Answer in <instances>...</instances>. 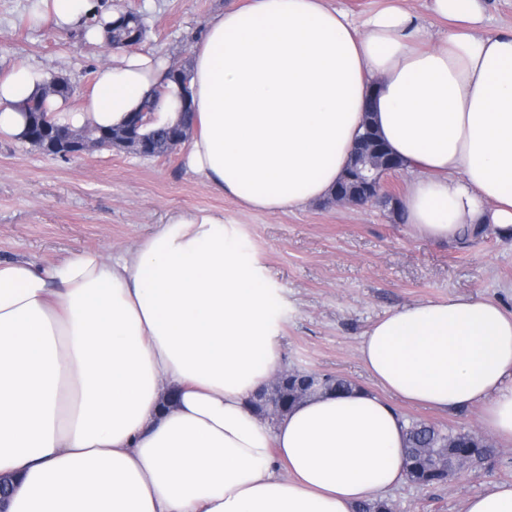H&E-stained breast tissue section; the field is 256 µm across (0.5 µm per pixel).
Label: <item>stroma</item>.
I'll return each mask as SVG.
<instances>
[{"label": "stroma", "mask_w": 512, "mask_h": 512, "mask_svg": "<svg viewBox=\"0 0 512 512\" xmlns=\"http://www.w3.org/2000/svg\"><path fill=\"white\" fill-rule=\"evenodd\" d=\"M134 9L150 27L141 48L182 63L225 0H105ZM38 0H0V76L32 64L69 78L71 107L83 108L111 49L84 26L64 30L36 20ZM183 151L143 158L101 150L54 158L0 135V261L48 265L83 251L118 255L174 210L220 211L238 228L240 250L255 259L283 304L279 371L331 374L371 389L358 347L395 308L467 294L512 312V239L485 227L462 243L428 241L390 209L324 201L275 214L243 209L187 173ZM404 419L483 435L480 406L438 413L397 403ZM475 469L423 487L406 481L385 493L392 512H460L487 482H512V444L494 442Z\"/></svg>", "instance_id": "1"}]
</instances>
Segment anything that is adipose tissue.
Segmentation results:
<instances>
[{"label":"adipose tissue","mask_w":512,"mask_h":512,"mask_svg":"<svg viewBox=\"0 0 512 512\" xmlns=\"http://www.w3.org/2000/svg\"><path fill=\"white\" fill-rule=\"evenodd\" d=\"M432 32L397 5L362 19L326 0H233L191 50L186 170L241 207L328 197L372 106L412 176L407 223L432 240L512 228V32L484 33L483 0H429ZM158 53L113 55L75 127L123 124L179 89ZM47 73L0 78V134L19 136ZM219 211L182 210L133 254L0 263V477L7 512H353L405 478L393 399L483 407L512 443V314L452 295L390 311L359 360L380 386L318 394L268 426L250 401L279 364L275 285Z\"/></svg>","instance_id":"obj_1"}]
</instances>
